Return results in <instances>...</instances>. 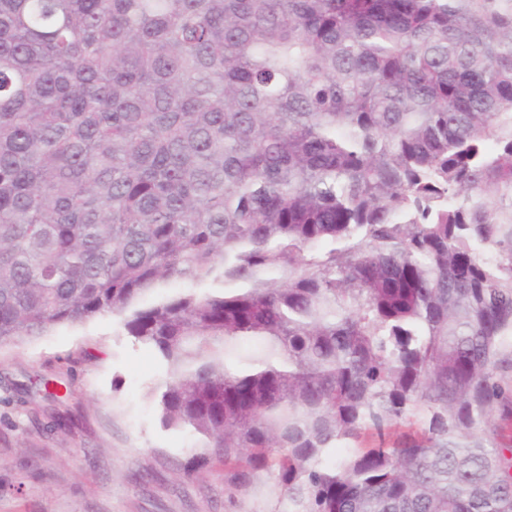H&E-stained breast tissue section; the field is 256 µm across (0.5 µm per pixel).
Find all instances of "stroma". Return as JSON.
<instances>
[{
    "label": "stroma",
    "instance_id": "1",
    "mask_svg": "<svg viewBox=\"0 0 512 512\" xmlns=\"http://www.w3.org/2000/svg\"><path fill=\"white\" fill-rule=\"evenodd\" d=\"M43 377L66 383L67 429L46 431L49 402L12 389ZM163 378L109 314L0 346V512H271L277 475L232 499L221 462L185 474L199 441L163 426Z\"/></svg>",
    "mask_w": 512,
    "mask_h": 512
}]
</instances>
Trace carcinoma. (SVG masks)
Segmentation results:
<instances>
[{
  "label": "carcinoma",
  "mask_w": 512,
  "mask_h": 512,
  "mask_svg": "<svg viewBox=\"0 0 512 512\" xmlns=\"http://www.w3.org/2000/svg\"><path fill=\"white\" fill-rule=\"evenodd\" d=\"M111 314L288 512H512V0H0V345Z\"/></svg>",
  "instance_id": "carcinoma-1"
}]
</instances>
